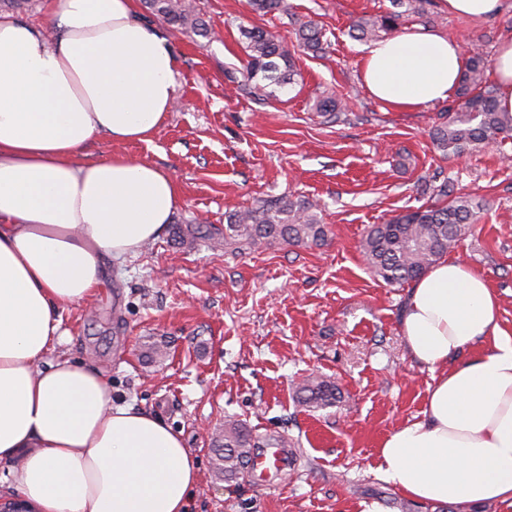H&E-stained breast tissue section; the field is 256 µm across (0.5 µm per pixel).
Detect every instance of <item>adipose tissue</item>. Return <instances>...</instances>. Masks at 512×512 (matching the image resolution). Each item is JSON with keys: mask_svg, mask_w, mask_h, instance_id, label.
Wrapping results in <instances>:
<instances>
[{"mask_svg": "<svg viewBox=\"0 0 512 512\" xmlns=\"http://www.w3.org/2000/svg\"><path fill=\"white\" fill-rule=\"evenodd\" d=\"M468 56L415 28L366 48L362 80L385 106L455 99ZM178 59L137 0H60L47 27L0 14V461L39 512H188L198 467L159 417L113 404L102 372L51 352L61 311L95 293L180 204L174 176L126 156L79 155L98 135L146 143L176 98ZM512 112V39L491 64ZM433 374L420 421L379 450L382 477L425 503L512 507V332L498 296L460 257L416 279L401 312ZM477 356L452 364L466 346Z\"/></svg>", "mask_w": 512, "mask_h": 512, "instance_id": "obj_1", "label": "adipose tissue"}]
</instances>
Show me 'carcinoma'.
I'll return each mask as SVG.
<instances>
[{"instance_id":"1","label":"carcinoma","mask_w":512,"mask_h":512,"mask_svg":"<svg viewBox=\"0 0 512 512\" xmlns=\"http://www.w3.org/2000/svg\"><path fill=\"white\" fill-rule=\"evenodd\" d=\"M396 2L399 6L407 5V12L420 18L428 16L433 6V0ZM143 4L182 33L202 38L211 35V27L189 0H143ZM247 4L255 13L288 14L287 0H247ZM401 17L402 13L396 11L380 16L363 15L350 26L351 36L366 41L382 39L398 29ZM240 32L245 39L247 61L242 71H227L228 80L239 91L252 94L292 82V55L276 33L262 27H242ZM295 35L304 49L315 53L322 50V34L315 22L299 24ZM487 68L488 61L483 54L473 51L459 90L461 103L449 108L448 120L430 131L434 146L445 155L512 139V112L498 108L493 90L486 86ZM422 193L446 198L448 202L420 206L383 224H374L362 240L361 249L370 272L389 286L419 278L471 232L477 213L485 207L482 201L455 192L446 181L437 186L427 183ZM318 210V204L308 198L283 196L230 214L224 225V252L237 254L262 242L318 246L328 236ZM210 237L212 233L198 225L179 226L175 231V238L181 244L193 245ZM295 399L309 408L330 407L339 401V390L326 379L312 377L296 388ZM286 447L288 438L282 435L259 439L246 423L226 420L224 428L211 439L215 473L230 481L248 463L250 449Z\"/></svg>"}]
</instances>
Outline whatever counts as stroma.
<instances>
[{
	"mask_svg": "<svg viewBox=\"0 0 512 512\" xmlns=\"http://www.w3.org/2000/svg\"><path fill=\"white\" fill-rule=\"evenodd\" d=\"M193 2L212 38L195 42L148 18L178 58L163 126L147 143L97 136L82 160L123 155L172 173L181 196L173 225L220 230L228 213L293 195L319 203L328 238L231 255L211 240L184 247L164 228L135 256L107 264L99 293L62 312L67 336L55 353L101 370L113 403L146 410L181 435L199 461L189 512H439L378 470L382 440L420 419L433 379L400 331L406 287L374 278L361 241L370 225L426 204L421 189L432 179L487 201L456 254L487 278L512 332V140L445 156L428 132L446 104L400 112L368 93L365 44L348 28L358 16L391 11V0H288L286 17L252 12L247 0ZM308 20L322 29L323 54L295 46V26ZM252 25L296 49L293 83L270 96L238 91L224 75L243 66L240 30ZM416 25L467 48L481 42L491 57L512 36V0L481 20L436 5L426 18L404 17L400 29ZM331 94L343 109L321 114L317 104ZM148 342L167 349L149 367L141 358ZM311 375L337 385L336 406L296 402V384ZM228 418L259 436L288 437L294 462L264 480L216 478L210 438Z\"/></svg>",
	"mask_w": 512,
	"mask_h": 512,
	"instance_id": "stroma-1",
	"label": "stroma"
}]
</instances>
